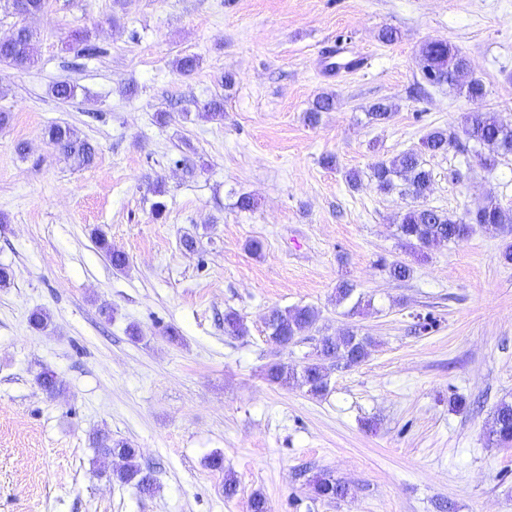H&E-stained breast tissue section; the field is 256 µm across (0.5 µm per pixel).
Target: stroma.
Masks as SVG:
<instances>
[{
  "instance_id": "obj_1",
  "label": "stroma",
  "mask_w": 512,
  "mask_h": 512,
  "mask_svg": "<svg viewBox=\"0 0 512 512\" xmlns=\"http://www.w3.org/2000/svg\"><path fill=\"white\" fill-rule=\"evenodd\" d=\"M28 24L35 66L0 63V265L14 272L0 288V512H249L256 492L270 512H512V447L488 440L495 405L512 399V234L406 253L396 226L412 200L369 178L475 106L445 85L416 93L427 42L456 46L485 86L478 106L512 125V0H46ZM86 31L103 55L77 57ZM185 55L200 60L189 74L173 65ZM63 80L77 87L67 102L50 91ZM323 92L336 105L308 125ZM214 98L223 120L200 112ZM379 101L391 116L369 121ZM57 123L94 145L93 164L54 149ZM425 160L426 205L458 214L491 194L512 209V156L490 172L453 151ZM242 193L254 211L238 210ZM386 260L412 277L390 279ZM344 278L362 313L337 304ZM304 305L313 330L273 343L269 311ZM36 308L45 330L29 325ZM231 309L245 335H225ZM425 315L436 325L422 332ZM349 328L374 348L329 366L323 397L266 380L270 361L302 364ZM45 370L52 397L36 383ZM98 432L139 448L154 495L112 479ZM215 451L223 470L207 465ZM319 472L349 497L315 499L306 478Z\"/></svg>"
}]
</instances>
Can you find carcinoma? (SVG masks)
<instances>
[{"label":"carcinoma","mask_w":512,"mask_h":512,"mask_svg":"<svg viewBox=\"0 0 512 512\" xmlns=\"http://www.w3.org/2000/svg\"><path fill=\"white\" fill-rule=\"evenodd\" d=\"M44 0H6V6L21 16L36 14L44 8ZM34 33L21 24L14 30L8 42L0 41V62L17 70H24L36 63L34 54ZM421 74L428 85L447 84L448 88L463 92L469 101L477 104L484 96L481 80L470 76L469 60L459 50L442 41L424 44L420 51ZM335 104L331 94H320L306 113L305 120L314 125L319 114L329 111ZM461 133L447 128H436L422 140L425 151L437 154L449 149L464 156L477 159L480 166L493 169L499 158L512 155V127L503 124L493 112L479 107L465 113L460 122ZM49 143L79 166L93 162V145L75 136L74 132L62 125L54 124L46 130ZM371 177L376 188L388 194L396 189L417 200L429 189L432 174L425 168L422 152L409 150L391 159H381L371 166ZM495 234L512 232V209L504 208L493 195H488L483 203L473 210L460 215L445 213L425 204H417L400 218L397 236L402 247L411 252H422L436 241L455 243L474 232V228ZM99 247L109 258L112 267L123 270L128 265L127 256L112 249L104 235L97 237ZM389 276L395 280L410 277L412 268L402 261L384 264ZM356 287L343 281L336 288V302H353L350 311L355 313L363 307L362 298H354ZM316 323V313L310 307H294L284 310H270L267 327L273 342L288 346L299 337L310 332ZM246 332L243 319L234 312L224 314V333L229 336H242ZM372 341L354 331L339 336L324 337L316 349L314 357L301 368L274 362L266 369L267 379L272 383L290 386L297 382L307 386L313 396H321L327 390L328 375L325 363L342 360L345 365L356 366L364 362L372 352ZM489 439L498 445L512 444V400H500L494 409L493 425ZM96 443L102 453H109L120 460L113 470L116 481L132 485L142 494H153L157 490L156 478L144 470L138 461V449L127 441L112 442L108 437L97 438ZM315 498L326 501L342 500L348 495V486L328 473L312 477Z\"/></svg>","instance_id":"1"}]
</instances>
